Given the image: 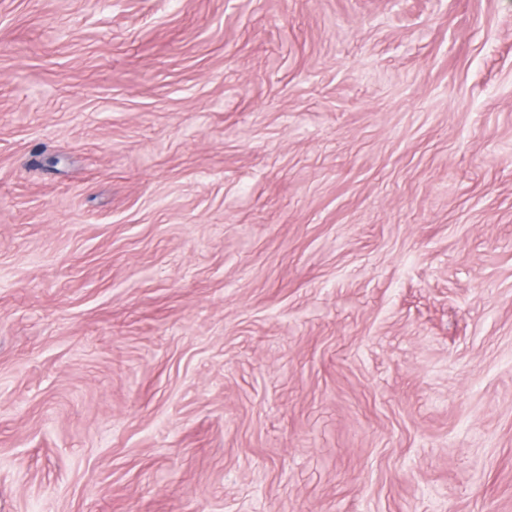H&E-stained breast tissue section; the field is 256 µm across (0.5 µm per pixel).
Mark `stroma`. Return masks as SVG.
<instances>
[{
  "label": "stroma",
  "mask_w": 512,
  "mask_h": 512,
  "mask_svg": "<svg viewBox=\"0 0 512 512\" xmlns=\"http://www.w3.org/2000/svg\"><path fill=\"white\" fill-rule=\"evenodd\" d=\"M0 512H512V0H0Z\"/></svg>",
  "instance_id": "35a3bbf8"
}]
</instances>
